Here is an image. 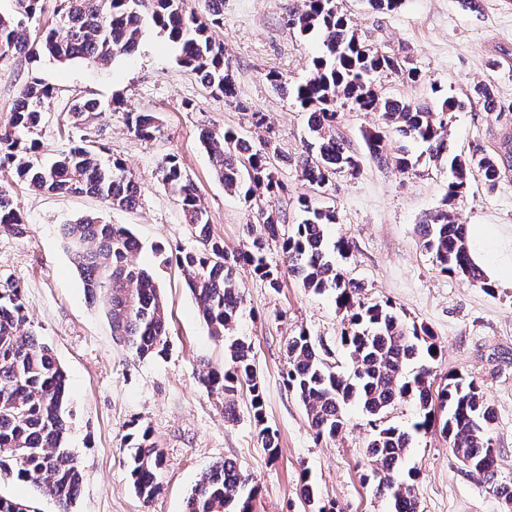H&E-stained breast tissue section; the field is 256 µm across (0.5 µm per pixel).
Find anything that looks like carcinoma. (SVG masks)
<instances>
[{
  "mask_svg": "<svg viewBox=\"0 0 512 512\" xmlns=\"http://www.w3.org/2000/svg\"><path fill=\"white\" fill-rule=\"evenodd\" d=\"M13 2L11 13H0L1 57L18 55L35 61L46 56L61 63L80 58L103 63L135 53L146 26L152 25L180 46L179 63L191 69L212 96L244 109L224 67V50L209 35L210 27L223 21V6L213 5V0H204L201 15L189 7L188 0H150L147 13L142 10L144 0H57L54 24L48 27L40 24L44 0ZM288 25L303 35L323 33L326 47L313 60L308 78L292 88L295 101L310 113L311 140L297 161L301 180L321 193L336 173L355 175L361 159L337 132L339 109L348 105L358 112L381 113L385 128L362 132L371 159L401 174H412L420 165V156L410 145L421 144L428 160L447 166L452 175L442 208L424 215L418 224L422 248L442 273L484 292L492 291L471 259L466 227L456 222L453 206L466 191L470 177H480L492 191L512 172V139L505 140L498 153L478 149L468 155L451 153L447 116L461 102L441 93L436 85L431 86L434 107L380 96L371 80L374 74H397L416 82L417 68L406 55L386 53L362 42L338 11L336 0H300ZM55 97V88L38 76L23 85L8 124L0 128V167L12 169L19 181L36 191L95 196L117 210L135 207L137 197L126 192L133 179L124 162L118 158L102 161L93 145L80 143L49 164L41 162L35 135ZM98 109L94 100H77L69 112L74 121L82 122ZM125 124L129 133L143 141L161 135L162 124L155 112L127 110ZM389 132L406 142L394 154L386 148ZM199 141L224 190L242 194L247 201L260 192L270 196L279 192L270 166V144L257 148L231 128L205 130ZM158 173L197 238V248L178 254L176 263L210 335L224 340V369H210L200 381L224 403L226 420H235V398L247 389L258 437L269 454L275 455L278 433L265 424L263 391L251 344L234 335V329L243 308L239 268L249 267L274 289L280 287L285 270L303 288L333 297L343 314L341 345L352 360L351 371L342 374L327 362L326 351L306 331L288 337L286 384L302 403L316 438H335L346 425L348 407L359 406L374 418L365 449L372 465L366 479L375 482L376 493L388 499L390 512H419L417 473L404 470L411 434L384 423L396 402L413 399L419 408L413 429L426 433L440 427L468 471L512 504V482L498 479L499 455L492 437L495 408L482 386L459 373L436 382L440 349L428 328L408 324L390 302L362 295V285L336 263V257L349 254L352 242L327 237V226L336 223L335 209L317 204L307 194L300 196V220L286 234L280 233L278 214L262 209L259 227L264 235H254L250 225L251 245L229 250L211 234L199 187L178 157L165 156ZM22 223L9 190L0 186V227L16 229ZM61 231L89 298L105 303L113 338L140 358L165 354L169 326L164 299L154 273L134 260L141 250L134 233L96 214L69 221ZM265 235L281 239L284 268L267 263ZM26 323L20 289L7 282L0 288V477L31 483L56 501L58 512H71L82 474L67 446L66 374L51 348ZM131 438L129 479L137 496L148 502L161 489L163 454L147 430ZM258 489L235 462H217L191 489L184 512H252ZM299 493L312 512H335L334 506L321 502L317 487L308 480H302Z\"/></svg>",
  "mask_w": 512,
  "mask_h": 512,
  "instance_id": "obj_1",
  "label": "carcinoma"
}]
</instances>
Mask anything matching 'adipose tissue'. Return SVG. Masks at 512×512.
<instances>
[{
    "mask_svg": "<svg viewBox=\"0 0 512 512\" xmlns=\"http://www.w3.org/2000/svg\"><path fill=\"white\" fill-rule=\"evenodd\" d=\"M474 263L493 288L512 290V236L494 224H475L467 230Z\"/></svg>",
    "mask_w": 512,
    "mask_h": 512,
    "instance_id": "1",
    "label": "adipose tissue"
}]
</instances>
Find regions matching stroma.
<instances>
[{
  "label": "stroma",
  "mask_w": 512,
  "mask_h": 512,
  "mask_svg": "<svg viewBox=\"0 0 512 512\" xmlns=\"http://www.w3.org/2000/svg\"><path fill=\"white\" fill-rule=\"evenodd\" d=\"M296 2L224 0V22L210 34L224 47L239 101L235 107L213 97L181 66L178 45L155 27L146 30L134 54L103 65L0 57V125L8 123L27 79L38 75L58 94L38 130L42 159L52 161L88 138L97 142L102 160H124L140 187L133 209L111 210L93 196L31 191L10 170H0V185L9 188L24 217L18 229H0V281L20 286L29 324L68 376V446L83 475L72 512H183L200 474L225 459L258 483L253 512H304L299 487L305 476L339 512H388L385 498L362 481L370 471L368 417L350 411L335 439H316L283 379L286 340L301 331L321 342L328 363L340 371L348 368L339 340L342 316L332 299L292 278L272 289L248 268L239 271L244 315L237 333L252 346L266 423L278 432L279 448L272 456L257 437L248 392H239L237 417L229 422L223 405L202 386L204 372L223 367L224 342L210 335L177 265L162 261L197 245L179 205L158 180V165L168 154L177 155L199 185L211 231L230 249L247 241V227L256 223L259 209L276 211L282 229L297 223L298 198L307 187L296 163L309 130L308 115L291 90L308 77L324 47L319 36L287 25ZM337 3L360 39L407 54L422 75L416 84L381 75L375 83L382 95L429 103L437 84L464 100V108L448 115L449 142L459 152L479 144L493 153L512 136V0H478L472 9L459 0H401L390 12L372 9L366 0ZM271 71L280 73L284 90L267 81ZM480 83L492 86L496 114L474 97ZM80 98L97 99L102 110L77 125L69 106ZM116 98L158 113L161 137L142 141L131 135L124 113L112 108ZM255 112L264 115L263 125L253 124ZM227 128L257 145L272 141L279 152L275 174L285 192L254 203L225 192L212 175L199 135ZM447 190L446 167L425 162L417 173L403 175L366 157L359 173L337 175L318 199L336 211L329 235L353 244L342 265L363 285L364 296L390 301L406 321L429 329L442 350L438 375L459 372L480 382L496 411L492 435L500 452L499 478L512 482V290L488 294L442 274L422 249L417 226L441 207ZM88 213L126 225L139 239L136 259L155 273L165 296L170 325L165 356L132 355L113 340L103 306L87 298L61 226ZM454 213L465 225L512 230V172L492 192L471 180ZM159 246L164 255H156ZM138 429L149 430L164 457L161 491L148 503L128 479L129 435ZM408 464L419 474V512H512L466 471L439 431L414 438Z\"/></svg>",
  "instance_id": "35a3bbf8"
}]
</instances>
